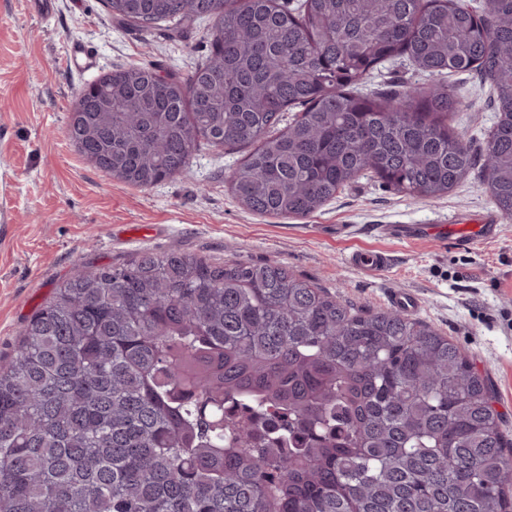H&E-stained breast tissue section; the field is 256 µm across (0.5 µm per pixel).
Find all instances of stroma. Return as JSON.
Wrapping results in <instances>:
<instances>
[{
	"label": "stroma",
	"mask_w": 512,
	"mask_h": 512,
	"mask_svg": "<svg viewBox=\"0 0 512 512\" xmlns=\"http://www.w3.org/2000/svg\"><path fill=\"white\" fill-rule=\"evenodd\" d=\"M210 41V24L169 39L117 21L102 0H56L49 16L35 0H0V366L19 328L76 266L119 265L144 250L276 260L357 308L413 293L414 315L468 355L512 422V220L502 219L499 236L474 249L378 232L382 224L481 223L496 207L479 185L480 169L437 199L397 193L365 175L314 215L286 220L253 214L233 198L227 179L240 151L203 148L187 173L149 189L116 182L77 153L66 128L85 84L131 62L187 76ZM74 43L96 52L92 70L68 67ZM447 81L461 102L449 122L482 155L497 116L490 87L473 71ZM428 82L402 56L379 64L357 88L370 95ZM356 250L387 251L392 265L366 275L348 261Z\"/></svg>",
	"instance_id": "1"
}]
</instances>
